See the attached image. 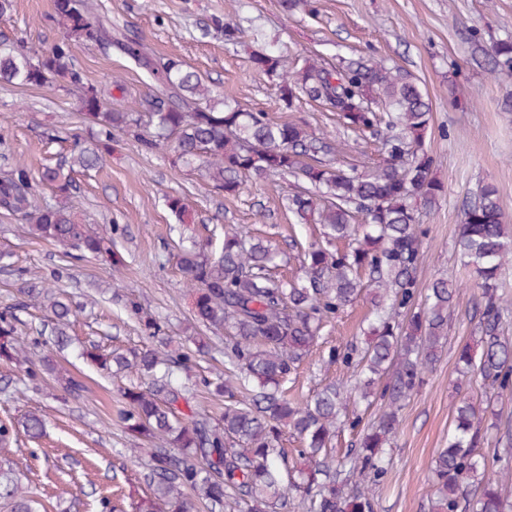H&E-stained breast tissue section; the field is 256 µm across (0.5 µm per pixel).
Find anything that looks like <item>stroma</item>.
Segmentation results:
<instances>
[{
  "instance_id": "stroma-1",
  "label": "stroma",
  "mask_w": 512,
  "mask_h": 512,
  "mask_svg": "<svg viewBox=\"0 0 512 512\" xmlns=\"http://www.w3.org/2000/svg\"><path fill=\"white\" fill-rule=\"evenodd\" d=\"M316 14H285L279 0H92L113 32L141 38L159 56H178L201 74L216 98L268 113L275 121L305 123L315 135L341 136L334 113L299 100L286 105L278 80L256 70L250 36L224 39L225 22L253 24L266 43L305 58L336 64L372 57L406 71L427 93L432 120L426 141L435 157V174L445 188L437 208L423 217L425 260L417 271L420 290L439 277L461 288L448 340L439 360L425 373L416 394L399 415L387 472L376 491V512H431L430 464L448 442L456 393H480L479 381L458 384V354L471 340L469 318L480 294L454 246L463 208L477 189L492 183L505 219L512 223V81H504L472 56V37L484 43L512 37V0H313ZM60 37L53 0H13L0 17V42L19 44L31 54L49 49ZM74 62L87 80L102 87L112 110L157 94V83L115 50L77 42ZM465 99L454 104L450 84ZM94 125L77 110V95L55 81L40 88L0 83V178L17 164L38 172L43 164L69 155L77 138L91 139ZM171 145L145 149L140 141L116 134L112 154L88 171H77L75 187L59 199L37 186V204L64 202L75 220L96 225L111 237L125 263L102 259L33 237L20 217L0 210V312L12 309L24 336L50 332L47 311L33 307L28 288L57 284L74 311L68 329L73 343L67 368L88 387L82 397L65 396L54 382L26 386L15 368L0 365V424L17 423L27 413L45 422L42 437L18 433L10 457L23 484L41 501V512H99L101 498L121 502L139 487L140 469L129 451L142 440L116 424L123 406L119 379L88 366L80 345L139 348L146 323L156 319L162 336L180 340L204 335L192 314L191 290L176 264L179 239H205L210 229L237 226L271 240L282 257L278 270L298 273L289 260L290 239H312V224L295 223L287 201L291 180L273 177L246 183L239 195L209 187L203 167L174 165ZM172 196L187 200L175 217ZM368 300L341 311L326 328L292 385L304 399L325 384L350 376L344 363H329L330 349L368 340Z\"/></svg>"
}]
</instances>
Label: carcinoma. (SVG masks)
Instances as JSON below:
<instances>
[{"label":"carcinoma","instance_id":"obj_1","mask_svg":"<svg viewBox=\"0 0 512 512\" xmlns=\"http://www.w3.org/2000/svg\"><path fill=\"white\" fill-rule=\"evenodd\" d=\"M59 40L33 58L25 50L0 48V83L42 87L54 80L78 92L80 111L99 126L101 140L81 147L42 172L61 196L73 188V173L94 166L115 132L138 138L148 149L174 143L173 163H200L212 188L237 195L246 182L267 176L294 178L288 211L300 224H318L320 236L289 246L300 252L302 282L290 283L275 271V251L244 230L224 232L220 250L206 247L178 255L193 288V316L224 337V377L202 384L224 398L217 418L190 411L185 387L174 377L188 373L193 353L157 348L123 352L97 344L83 348L86 362L106 373H126L120 426L154 443L141 477L148 493L129 495L132 512H224L232 499L246 512H288L298 494L310 512H375V490L383 478L385 455L396 436L398 413L440 357L448 339L459 289L435 279L420 297L417 270L423 263L426 230L419 214L439 204L444 186L433 175L434 158L424 133L431 119L426 94L398 68L363 59L327 66L312 59L292 60L267 44L251 56L252 66L279 78L287 105L301 97L336 113L343 132L380 145L374 170L343 169L335 162L339 144L316 137L297 122H273L264 112L239 104L220 108L201 77L176 56L158 57L137 37H112V29L82 0H54ZM75 42L115 48L167 93L144 99L124 111L109 107L101 90L88 83L71 54ZM491 70L512 79V38L492 46ZM0 209L20 216L28 231L44 240L102 257L112 266L120 254L93 224H80L63 205L34 208L28 168L18 165L0 180ZM455 247L480 280L474 331L478 349L464 345L459 361L502 391L512 392V340L502 336L507 303L497 277L512 261V225L505 223L496 188L480 187L463 211ZM371 289L377 314L374 338L329 352L356 368L353 379L331 384L298 403L286 385L335 315ZM55 321L57 344L67 342L71 309L51 287L27 290ZM29 343L16 317L0 314V363L29 361ZM54 374L65 394L76 398L83 383L52 357L27 368L32 382ZM358 393L377 397L383 411L361 426L362 416L347 405ZM483 400L459 398L447 447L432 461V512H507L512 506V433L494 422L502 446L500 467L490 475L481 452L479 425ZM360 429L342 457L332 441L344 428ZM301 442L303 466H288L284 432ZM15 425H0V502L11 512H38L33 492L15 476L6 457Z\"/></svg>","mask_w":512,"mask_h":512}]
</instances>
